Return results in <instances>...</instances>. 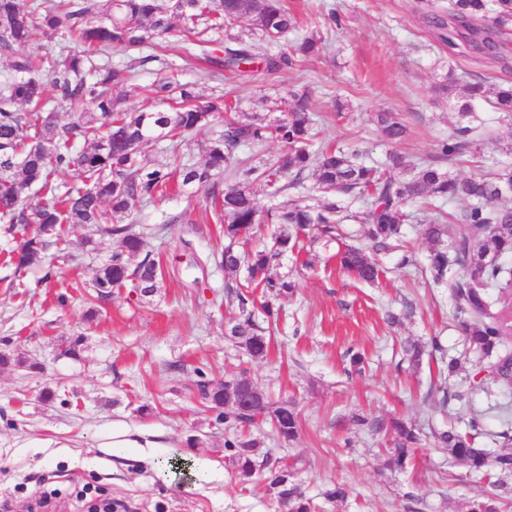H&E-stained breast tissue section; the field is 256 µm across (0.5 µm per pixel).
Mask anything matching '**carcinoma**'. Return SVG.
Listing matches in <instances>:
<instances>
[{
    "label": "carcinoma",
    "instance_id": "1",
    "mask_svg": "<svg viewBox=\"0 0 512 512\" xmlns=\"http://www.w3.org/2000/svg\"><path fill=\"white\" fill-rule=\"evenodd\" d=\"M180 22V41L194 42L207 31L220 33L225 22L247 18L254 29L267 39H276L298 27L294 14L283 0H0V56L6 60V76L0 84V159L10 160V170L0 172V224L10 233L24 230V239L12 252L16 268L27 269L47 263V249L67 244V226L90 224L102 236L116 238L121 250L97 270L87 293L90 302L112 296V290L132 286L143 296H151L162 287V264L150 255H142L145 235L129 224H119L132 202H153L172 185L179 189L205 191L219 208L218 221L224 224V238L229 244L212 252V262L228 276H237L244 268L242 283L224 285L228 303L239 316L229 322L228 336L237 341L252 359L268 355L270 337L255 319V311L272 321L278 315L276 303L292 294L294 285L274 272L281 257L310 253L307 245L327 248L338 245L336 260L359 281L374 284L381 276L379 264L365 250L340 242L341 219L338 198L362 199L364 235L377 251L399 247L404 225L411 219L405 211L409 204L422 210L441 209L456 200L467 202L456 220L462 224L459 236L451 243L446 224L436 215L422 225V236L432 245L426 272L432 281L445 280L454 273L452 303L469 348L487 361V379L512 390V352L502 349L504 339L512 335V206L498 205L503 190L512 191V171L505 169L493 177H457L431 162L420 161L412 168L407 182H398L390 171L405 164L403 157L389 154L383 162L366 161L355 149L351 152L326 146L310 152L312 121L310 103L301 96L286 118L267 119L240 111L238 98L224 96L200 101L195 87L184 84L179 97H173L172 83L157 77L143 88L146 105L137 112L122 107L123 98L116 90L129 79L128 69L110 63L98 64L92 55L107 47L124 49L154 48L155 38L173 30L172 17ZM438 30L439 41L453 47L454 32L484 31L491 36L492 58L503 57L512 44V0H448L444 13L429 17ZM77 31L84 49L65 57L51 49L33 54L25 52L34 31L51 35L60 29ZM324 39L311 33L300 39L292 54L267 60L270 68L279 63L292 64L296 56L312 57L320 53ZM263 45L257 38L237 36L224 47V56L205 51L206 61L241 78L261 56ZM466 101L459 106L464 117L472 114L480 102H491L502 112H512V84H487L483 81L465 85ZM60 101L71 110L73 121L58 125L52 103ZM218 122L223 130L204 147V161L191 163L176 152L175 144L186 134ZM377 125L385 139L401 140L405 125L393 112L377 114ZM474 128L456 129L441 144L443 158L453 161L473 144ZM85 146H73L75 135ZM169 142L164 160H148L141 146L152 135ZM276 140L281 154L269 163L249 165L236 156L244 143L259 145ZM64 168L72 182H57L56 173ZM320 191L329 196L319 207L286 201L276 207L261 208L255 198L253 183L263 184L266 194L275 197L287 186L301 184L307 172ZM229 184H224L223 179ZM262 224H271V246L255 252H240L235 244L247 243ZM142 259L134 264L132 259ZM500 310L492 311L494 305ZM0 342V368L12 366L38 368L6 348ZM425 347L408 341L403 357L412 365L420 364ZM231 381L250 388L259 411H241L235 398L224 392V384L209 380L199 387L209 408L219 412L232 430L224 448L243 477H251L265 466L258 461L260 442L244 430L258 419H267L272 433L283 441L295 440L300 432V416L290 402L273 403L267 393L251 379L240 376ZM394 447L384 460L385 468L402 471L420 449L422 429L402 420L391 423ZM476 421L470 431L454 428L433 433L439 448L448 451L468 471L478 474L493 467L502 477L500 494H477L468 501L467 512H501L507 504L508 482L512 475V435L499 434L500 447L490 452L476 446ZM297 469L290 464L267 468L264 481L267 492L276 498L281 512H315L316 506L295 483Z\"/></svg>",
    "mask_w": 512,
    "mask_h": 512
}]
</instances>
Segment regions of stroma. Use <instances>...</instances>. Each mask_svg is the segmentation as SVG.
I'll return each mask as SVG.
<instances>
[{
	"label": "stroma",
	"mask_w": 512,
	"mask_h": 512,
	"mask_svg": "<svg viewBox=\"0 0 512 512\" xmlns=\"http://www.w3.org/2000/svg\"><path fill=\"white\" fill-rule=\"evenodd\" d=\"M288 2L298 30L266 44L244 83L224 71L204 74L203 64L183 57L173 43L143 65L132 63L131 53L109 50L112 63L132 66L125 106L140 108L142 87L168 68L179 82L195 83L201 97L228 93L241 98L244 111L263 116L274 100L287 106L293 94L308 93L319 141L359 148L372 159L395 152L461 177L512 168V113L483 103L466 118L456 96L439 90L449 73L464 82L512 80V50L501 62L461 43L448 49L415 0ZM332 13L340 28H329ZM310 31L327 40L319 58L267 67V59ZM338 101L347 111H336ZM383 111L398 113L407 126L401 141L379 134L374 118ZM466 125L478 128L470 155L445 162L440 143ZM128 220L149 227L146 252L174 272L152 296L128 287L94 306L86 299L88 285L118 251L116 239L99 238L88 247L89 227L73 225L70 246L52 252L51 269L19 271L7 260L17 241L0 232V340L41 364L37 371L0 369V503L11 512H36L41 492L49 493L51 512H82L76 494L82 487L105 492L117 512H278L261 475L243 478L232 467L224 421L200 395L201 380L240 373L273 400L295 402L297 440H276L265 429L257 436L272 459L299 456L297 480L318 512H465L476 492H490L480 476L436 448H421L404 471L383 469L391 435L353 422L358 415L385 423L401 417L465 431L468 417L457 401L464 394L481 419V446H498L500 408L512 402V393L479 385V362L454 316L451 283L432 282L424 273L430 245L417 222L405 226L409 263L401 264L396 251L375 253L384 273L373 285L344 273L319 246L310 255L311 268L292 256L283 260L280 271L295 293L282 302L270 357L252 360L226 334L233 311L224 300L223 270L191 265L192 254L224 245L211 198L200 191L136 202ZM92 306L97 314L90 319ZM391 313L400 315L398 324L388 322ZM79 336V359L61 356L66 342ZM405 341L438 343L458 359L446 411H438V397L428 394V366L415 370L403 361ZM350 348L365 354L364 372L350 368ZM47 389L57 392L56 400H42ZM62 395L68 406L60 405ZM143 404L148 414L139 413ZM116 431L136 435L141 447H112ZM339 483L351 488L342 504L325 497Z\"/></svg>",
	"instance_id": "1"
}]
</instances>
